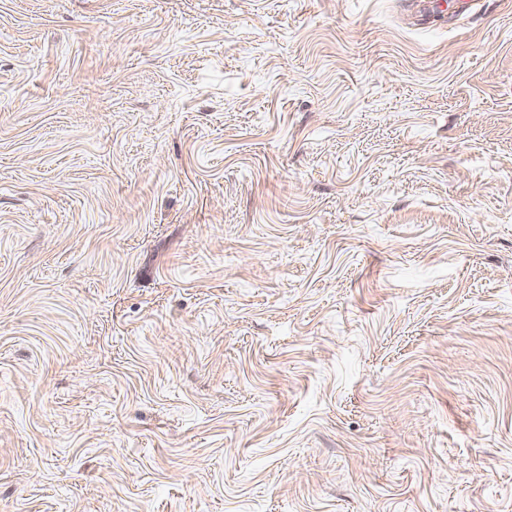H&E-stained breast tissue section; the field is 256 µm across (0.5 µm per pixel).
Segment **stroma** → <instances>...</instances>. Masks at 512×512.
<instances>
[{
    "label": "stroma",
    "mask_w": 512,
    "mask_h": 512,
    "mask_svg": "<svg viewBox=\"0 0 512 512\" xmlns=\"http://www.w3.org/2000/svg\"><path fill=\"white\" fill-rule=\"evenodd\" d=\"M0 0V512H512V0Z\"/></svg>",
    "instance_id": "35a3bbf8"
}]
</instances>
